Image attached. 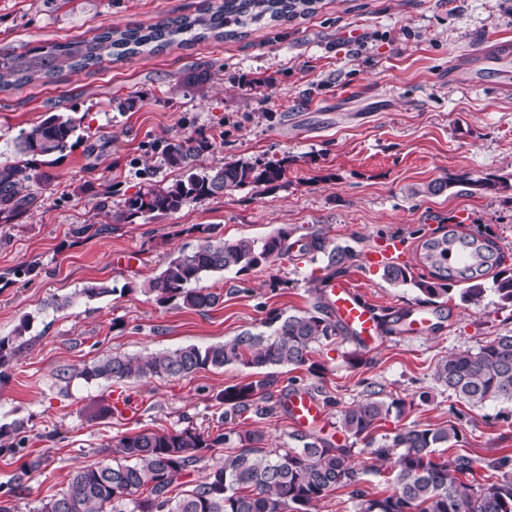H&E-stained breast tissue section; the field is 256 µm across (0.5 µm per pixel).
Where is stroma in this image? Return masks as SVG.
I'll list each match as a JSON object with an SVG mask.
<instances>
[{"instance_id":"stroma-1","label":"stroma","mask_w":512,"mask_h":512,"mask_svg":"<svg viewBox=\"0 0 512 512\" xmlns=\"http://www.w3.org/2000/svg\"><path fill=\"white\" fill-rule=\"evenodd\" d=\"M202 2L0 0V48L21 53L88 40L110 28L193 15ZM128 97L134 108L118 111L114 99ZM51 113L71 117L82 139L63 155L36 159L49 180L0 236V336L26 320L31 339L0 376V426L26 423L24 436L4 438L10 449L0 450V487L23 463L37 464L26 490L10 498L15 512H35L102 446L142 429L233 428L262 432L271 448L291 446L295 427L285 409L259 418L226 414L220 404L225 386L251 378L245 367L114 387L80 375L103 356L224 342L259 329L271 310L319 302L327 257L294 249L245 276H207L205 285L224 294L209 312L157 304L142 291L146 280L195 249L202 227L216 226L228 240H262L287 228L296 240L350 247L356 256L346 274L378 311L421 306L416 288L390 284L364 263L366 252L392 238L405 242L402 264L415 276L427 271L423 242L447 232H483L502 268L512 270V0H320L311 16L254 26L238 39L207 38L66 70L0 91V161L15 160L20 132ZM196 131L216 139L200 167L285 156L286 181L162 218L109 223L98 208L103 189L111 188L117 212L147 180L175 182L180 171L155 146ZM90 141L98 145L91 155ZM462 175L489 177L498 187L424 191ZM125 251L135 261L115 265V254ZM24 266L32 276L21 275ZM95 282L112 284L115 294L43 310L46 298ZM431 321L420 335L383 331L370 349L349 338L315 346L310 360L318 372L277 369L273 393L297 387L324 401L321 433L339 440L341 411L372 384L383 398L406 403L401 417L378 422L375 443L408 426L452 425L460 438L444 456L512 455V406H469L433 379L441 358L511 332L512 306L490 292L467 304L454 288ZM117 392L133 400L134 413L94 417L100 401Z\"/></svg>"}]
</instances>
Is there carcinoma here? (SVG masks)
I'll use <instances>...</instances> for the list:
<instances>
[{
    "label": "carcinoma",
    "mask_w": 512,
    "mask_h": 512,
    "mask_svg": "<svg viewBox=\"0 0 512 512\" xmlns=\"http://www.w3.org/2000/svg\"><path fill=\"white\" fill-rule=\"evenodd\" d=\"M319 0H222L208 5L195 16H178L143 27L133 25L122 31H105L90 40L52 44L24 53L0 51V89H20L39 78L69 69L102 63L104 58L122 59L145 50L185 44L212 33L234 37L239 30L263 22H290L315 12ZM77 126L61 114L52 113L22 131L15 143L16 154L48 158L70 147ZM216 147L215 138L202 133L169 140L158 147L165 164L182 171L171 184L149 182L126 196L116 221L130 222L150 216L160 218L184 206L217 199L247 186L271 185L284 179L289 160L240 158L215 162L199 171L197 161ZM40 175L29 162H0V218L18 219L35 201L31 184ZM292 231L278 229L262 241L242 237L226 240L208 229L203 243L182 252L149 279L143 293L160 305L175 303L207 312L223 300L224 294L201 285L208 273L232 272L237 276L266 266L292 250ZM459 242L476 252L481 262L448 274L440 246L448 235L430 238L423 244V259L429 276L415 278L397 264L383 267L390 283L410 282L426 302L435 304L448 296V281L464 282L459 296L476 304L486 288L481 268L489 262L485 243L478 238ZM354 258L349 247L336 246L328 252L327 267L339 274ZM494 292L503 303L512 304V273H494ZM105 285L91 286L69 296L53 295L43 307L54 311L71 308L77 299L114 294ZM265 330H245L230 341L210 345L189 344L175 350L146 356L112 354L94 360L79 376L85 380L120 383L151 377H188L202 369H221L239 364L255 370L256 378L224 388L220 403L238 414L257 417L276 410L271 388L275 376L268 369L300 368L308 364L314 347L345 335L344 328L318 303L300 312L274 310L262 322ZM24 321L12 336L0 337V369L25 349L29 340ZM434 379L473 407L512 404V333L494 338L476 350L453 352L441 359ZM405 402L385 401L369 391L361 402L341 411L340 429L355 440L368 439L377 423L391 413L402 415ZM236 437L238 452L224 457V464L210 469L202 481L179 493L175 482L204 459L205 451ZM291 448L265 447L258 431L233 430L210 439L193 426L171 432L143 429L122 436L116 444L100 450V458L70 475L66 489L57 497L41 501L35 512H311L316 503L340 486H351V498L358 512H512V456L503 455L484 463L491 472L486 483L473 479L475 460L464 454L437 461L436 449L459 439L453 427H404L391 441L371 454L387 462L393 474L392 488L382 497H369L359 488V472L352 462V449L334 444L307 431L291 435Z\"/></svg>",
    "instance_id": "1"
}]
</instances>
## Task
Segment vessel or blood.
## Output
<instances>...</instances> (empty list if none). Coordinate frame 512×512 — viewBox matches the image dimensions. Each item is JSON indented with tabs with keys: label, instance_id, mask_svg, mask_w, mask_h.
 Listing matches in <instances>:
<instances>
[{
	"label": "vessel or blood",
	"instance_id": "vessel-or-blood-1",
	"mask_svg": "<svg viewBox=\"0 0 512 512\" xmlns=\"http://www.w3.org/2000/svg\"><path fill=\"white\" fill-rule=\"evenodd\" d=\"M323 300L349 334L361 345L373 346L380 333L378 321L369 305L361 298L360 287L350 278L333 279L324 286ZM288 415L298 427L306 429L322 424V405L308 392L292 393L288 400Z\"/></svg>",
	"mask_w": 512,
	"mask_h": 512
}]
</instances>
